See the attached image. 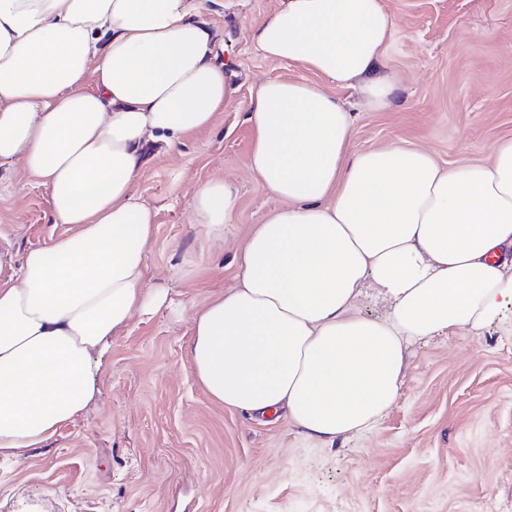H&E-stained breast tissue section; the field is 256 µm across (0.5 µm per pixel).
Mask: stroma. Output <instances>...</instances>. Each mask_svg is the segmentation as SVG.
Listing matches in <instances>:
<instances>
[{
    "mask_svg": "<svg viewBox=\"0 0 512 512\" xmlns=\"http://www.w3.org/2000/svg\"><path fill=\"white\" fill-rule=\"evenodd\" d=\"M279 4L199 0L235 92L210 127L149 145L134 184L155 215L142 287L165 301L112 338L99 391L76 418L24 459L0 460V512H512V304L479 334L412 348L383 419L330 447L284 414L224 408L191 372L194 307L235 285L242 244L278 205L247 167L254 91L273 77L318 79L257 49L252 30ZM383 4L392 103L374 110L356 90L330 88L354 114L352 151L399 144L448 167L487 161L512 139V0ZM217 179L240 196L220 238L189 205ZM67 230L52 223L47 191L15 170L0 185V281Z\"/></svg>",
    "mask_w": 512,
    "mask_h": 512,
    "instance_id": "obj_1",
    "label": "stroma"
}]
</instances>
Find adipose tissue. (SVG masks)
<instances>
[{"label":"adipose tissue","instance_id":"1","mask_svg":"<svg viewBox=\"0 0 512 512\" xmlns=\"http://www.w3.org/2000/svg\"><path fill=\"white\" fill-rule=\"evenodd\" d=\"M197 0H0V171L45 187L70 230L0 282V458L47 441L93 399L110 340L148 300L154 236L133 186L148 143L205 129L234 88ZM381 0H281L252 38L320 83H260L248 169L278 200L239 252L235 286L192 315L194 377L256 416L287 410L321 445L371 429L415 344L481 330L512 304V140L443 167L420 147L351 152L353 115L396 91ZM229 181L199 186L196 223L222 237ZM389 312L359 310L367 285Z\"/></svg>","mask_w":512,"mask_h":512}]
</instances>
